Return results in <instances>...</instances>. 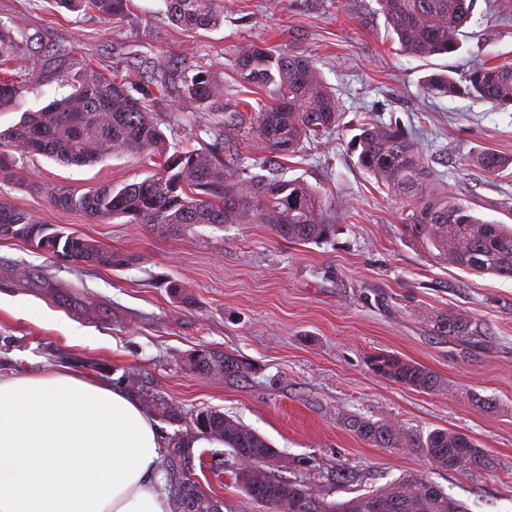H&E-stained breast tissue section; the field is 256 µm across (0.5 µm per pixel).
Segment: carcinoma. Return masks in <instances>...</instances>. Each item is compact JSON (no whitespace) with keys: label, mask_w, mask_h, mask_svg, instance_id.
Wrapping results in <instances>:
<instances>
[{"label":"carcinoma","mask_w":512,"mask_h":512,"mask_svg":"<svg viewBox=\"0 0 512 512\" xmlns=\"http://www.w3.org/2000/svg\"><path fill=\"white\" fill-rule=\"evenodd\" d=\"M65 9L90 8L106 22L129 15L130 0H53ZM163 14L186 31H210L224 21V0H162ZM402 54L423 61L459 50L473 0H377ZM39 57V70L14 66L24 55ZM231 68L256 103L224 101V81L213 66L196 64L179 79L164 65L147 76L117 67L107 69L75 58L73 48L50 43L45 32L33 33L0 21V112L19 110L25 93L37 83H57L67 92L0 131V181L17 176L16 159L40 155L66 165H93L114 155L137 154L156 171L131 184H107L80 193L52 180L29 184L51 207L75 210L108 223L125 218L168 232L196 225L268 224L280 238L298 243H328L342 220L335 204L303 179L285 180L272 173L278 159L301 150L305 141L328 136L341 119L338 99L312 60L298 52L268 45L236 49ZM465 85L442 69L422 81L423 93L453 96L462 91L499 107L512 106V64L481 63L463 77ZM209 112L207 132L215 143L202 149L172 146L161 129L173 121L189 123L195 113ZM238 136L263 145L258 163L268 174L253 173L240 162ZM355 148L358 165L381 191L400 203L398 222L421 255L469 274L512 279V227L485 221L452 196L441 176L426 162L418 142L397 125H360ZM472 162L497 176L512 168V157L481 153ZM20 224L26 242L55 258L93 266L122 268L133 258L77 233H66L38 220L31 212L0 201V238ZM441 333L472 336L475 324L463 314L436 320ZM199 375L215 371L236 376L242 362L224 350H200L188 359ZM372 370L395 383L422 392L439 390L443 380L427 367L394 355L379 354ZM198 430L224 436L233 458L262 459L277 454L263 436L216 410L197 412ZM346 428L376 448H418L436 466L474 475L486 458L468 434L434 429L408 437L386 420L359 415ZM250 500L267 512H468L440 485L409 472L382 487L342 501H327L297 481L267 473L257 482L235 474ZM187 512H215L221 502L203 493L190 478L180 481Z\"/></svg>","instance_id":"cac0c4a2"}]
</instances>
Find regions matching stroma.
<instances>
[{
	"instance_id": "1",
	"label": "stroma",
	"mask_w": 512,
	"mask_h": 512,
	"mask_svg": "<svg viewBox=\"0 0 512 512\" xmlns=\"http://www.w3.org/2000/svg\"><path fill=\"white\" fill-rule=\"evenodd\" d=\"M224 23L198 33L171 24L161 0H132L107 23L54 7L52 0H0V22L45 31L85 59L124 67L148 56L165 65L211 59L224 90L240 92L229 58L250 42L309 55L333 88L341 121L330 137L283 158L285 178L319 187L345 220L328 244L283 240L266 224L195 226L163 233L140 224L94 223L49 207L27 187L52 179L81 189L140 181L142 158L62 166L37 156L23 182H1L0 199L41 221L129 254L108 269L50 258L0 238V373L63 367L137 396L163 439L190 430L201 410H217L265 437L282 459L280 476L330 501L416 472L470 512H512V280L476 276L420 255L403 237L397 205L357 164L352 143L363 119L398 122L421 144L449 190L484 219L512 225V177L471 166L481 152L512 156V106L468 96L424 95L432 67L512 63V0H475L461 49L424 62L401 55L376 0H224ZM180 282L192 304L168 288ZM461 313L478 333L451 338L435 318ZM235 353L236 377L201 376L187 359L204 348ZM387 353L440 375L427 393L369 366ZM494 398L496 411L472 405ZM178 406L181 422L158 405ZM351 414L395 424L408 435L436 428L473 436L488 460L478 477L440 468L416 448L368 445L344 425ZM222 448H204L190 475L223 512H264L235 482Z\"/></svg>"
}]
</instances>
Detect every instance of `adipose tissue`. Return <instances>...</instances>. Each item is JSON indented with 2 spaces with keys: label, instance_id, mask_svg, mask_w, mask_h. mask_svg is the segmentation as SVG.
<instances>
[{
  "label": "adipose tissue",
  "instance_id": "obj_1",
  "mask_svg": "<svg viewBox=\"0 0 512 512\" xmlns=\"http://www.w3.org/2000/svg\"><path fill=\"white\" fill-rule=\"evenodd\" d=\"M165 446L140 401L107 382L0 375V512H169Z\"/></svg>",
  "mask_w": 512,
  "mask_h": 512
}]
</instances>
